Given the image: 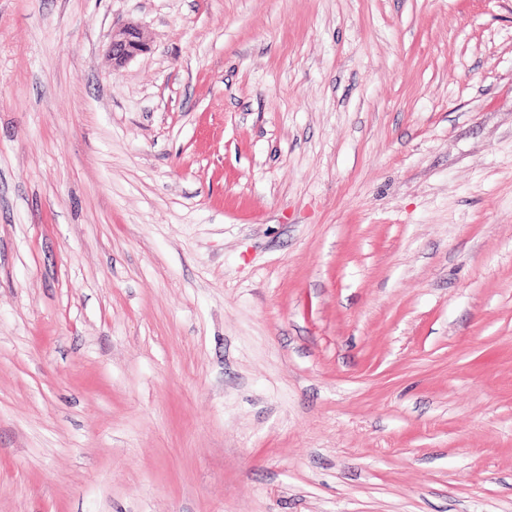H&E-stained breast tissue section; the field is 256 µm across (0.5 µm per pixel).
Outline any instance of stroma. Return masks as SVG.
I'll return each instance as SVG.
<instances>
[{
	"mask_svg": "<svg viewBox=\"0 0 512 512\" xmlns=\"http://www.w3.org/2000/svg\"><path fill=\"white\" fill-rule=\"evenodd\" d=\"M0 512H512V0H0ZM146 49V42L140 28L134 24L113 29L109 45L112 67L117 70Z\"/></svg>",
	"mask_w": 512,
	"mask_h": 512,
	"instance_id": "obj_1",
	"label": "stroma"
}]
</instances>
